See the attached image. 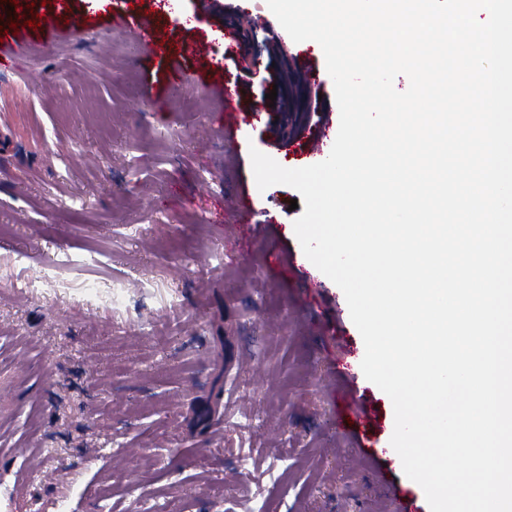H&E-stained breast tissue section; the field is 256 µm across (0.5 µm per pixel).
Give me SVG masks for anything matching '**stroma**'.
<instances>
[{"instance_id": "35a3bbf8", "label": "stroma", "mask_w": 512, "mask_h": 512, "mask_svg": "<svg viewBox=\"0 0 512 512\" xmlns=\"http://www.w3.org/2000/svg\"><path fill=\"white\" fill-rule=\"evenodd\" d=\"M168 2L70 0L63 16L47 0L43 30L0 47V512H429L372 457L393 405L295 236L297 191L258 190L252 170L250 148L301 168L304 142L336 138L320 45L292 41L266 0ZM150 10L183 86L117 25ZM245 13L271 43L257 77ZM223 83L251 114L228 134ZM284 84L300 97L256 111ZM277 117L291 133L272 142ZM276 252L296 258L287 276ZM350 390L384 429L345 431Z\"/></svg>"}]
</instances>
